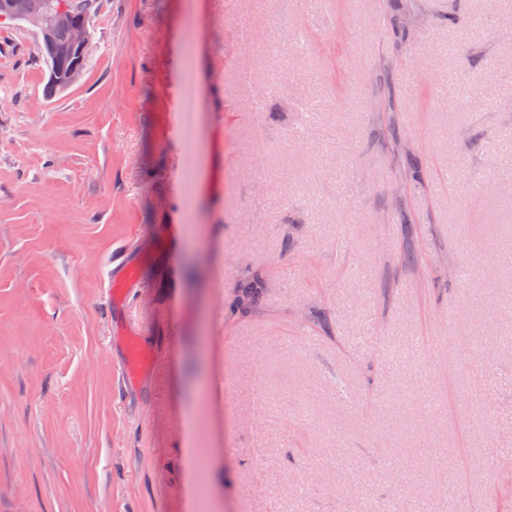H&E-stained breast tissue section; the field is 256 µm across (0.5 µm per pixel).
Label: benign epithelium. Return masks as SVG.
Wrapping results in <instances>:
<instances>
[{
    "label": "benign epithelium",
    "instance_id": "7a95c632",
    "mask_svg": "<svg viewBox=\"0 0 512 512\" xmlns=\"http://www.w3.org/2000/svg\"><path fill=\"white\" fill-rule=\"evenodd\" d=\"M25 19L35 28V34L41 42L57 57L82 54L89 50L87 28L63 6L51 11L47 0H28ZM61 27L71 32L70 41L65 44H57L53 39L55 30Z\"/></svg>",
    "mask_w": 512,
    "mask_h": 512
}]
</instances>
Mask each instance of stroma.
<instances>
[{"label":"stroma","mask_w":512,"mask_h":512,"mask_svg":"<svg viewBox=\"0 0 512 512\" xmlns=\"http://www.w3.org/2000/svg\"><path fill=\"white\" fill-rule=\"evenodd\" d=\"M394 2L98 0L52 94L0 24V512H512V0ZM103 288L112 311V300H130L143 288L137 279L135 266L127 257H109L103 270ZM151 352L144 346L141 337L134 331L125 336L124 361L125 371L122 381L134 378L137 372L151 363Z\"/></svg>","instance_id":"1"}]
</instances>
